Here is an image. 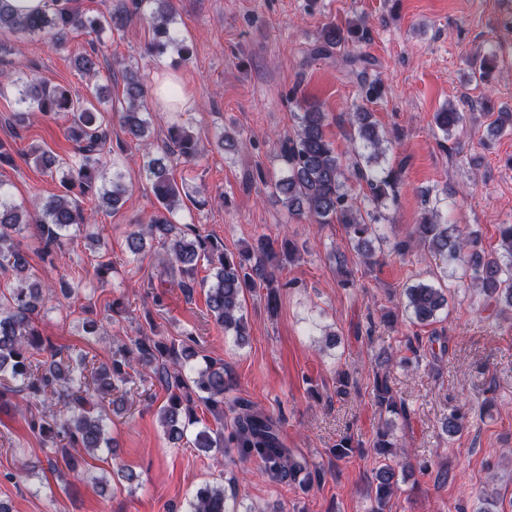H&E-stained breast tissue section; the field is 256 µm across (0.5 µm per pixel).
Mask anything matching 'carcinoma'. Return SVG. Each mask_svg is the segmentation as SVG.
I'll return each instance as SVG.
<instances>
[{"instance_id": "carcinoma-1", "label": "carcinoma", "mask_w": 512, "mask_h": 512, "mask_svg": "<svg viewBox=\"0 0 512 512\" xmlns=\"http://www.w3.org/2000/svg\"><path fill=\"white\" fill-rule=\"evenodd\" d=\"M122 7L108 15L90 16L74 5V0H49L43 11L18 15L0 9V30L17 35L13 43L0 41V62L21 49L23 40L40 37L52 46L64 44L68 33L91 30L96 35L119 31L138 20L153 31L152 52L162 57L173 52L183 59L192 54L187 41L174 29L172 0H120ZM364 29L353 24L345 28L326 24L321 29L320 49H345L364 39ZM77 69L85 75L99 76V55L96 48L78 52ZM497 67L496 55L488 54L472 70L471 77L482 81ZM123 106L119 112L121 126L131 140H145L149 135L146 119L150 100L148 88L131 68H123ZM17 88L18 102L25 109H35L44 117L66 124L73 151L70 157L59 159L40 147L29 151L35 166L59 177L61 191L34 198L30 206L16 203L10 192L0 184V271L14 276L7 292L0 295V380L4 390L21 396L24 407L30 409L49 398H56L65 408L63 414L43 413L29 421L30 429L42 441L60 449L69 469L77 473L85 456H93L101 448L109 447L105 421L94 411L97 397L110 392L116 394L112 404H125L123 386L129 383V370L139 369L146 378H155L167 392L166 402L159 408V420L168 438L181 441L189 426L198 423L196 409L184 404L188 391L198 392V401L221 422L224 419V393L232 379L224 363L213 360L205 367L185 374L188 366L186 347L174 342L166 344L144 333L122 343L112 351L107 362L96 364L82 358L78 363L61 353L51 354V361L43 364L35 355L47 350V344L35 324L33 315L38 306L52 298L67 299L74 291L70 282L62 279L59 287L45 285L28 273V262L14 242V235L29 232L49 256L72 229L87 225L81 197L92 195L102 205L117 210L128 187L120 172L107 176L108 165L116 155L124 153V144L112 145V115L98 109L94 100L102 98L104 87L96 85L90 97L71 93L64 86L51 84L35 76L12 80ZM490 135L512 131V112H485ZM297 129L280 141V153L285 164V175L273 183L288 210L300 216L313 218L319 224L336 222L343 225L346 244L359 256L361 263L372 268L378 263L375 243L380 241L379 228L387 220L383 203L396 198L399 170L383 168L384 146L372 113L359 109L350 113L348 121L359 139L362 150L354 160L343 163L326 135L327 114L312 102L306 101L297 113ZM465 121V113L448 106L434 114V123L443 135L450 138ZM201 137L178 122L167 131V145L163 155L148 152L143 169L151 181L158 203L157 213L150 223L138 226L128 233L127 249L137 256L146 241L156 242L166 252L170 274H179L178 286L191 290L197 286L206 290L207 311L224 331L233 333L240 341L249 336V326L243 315V302L248 291L264 288L273 298L279 287L278 272L292 261L295 248L287 237L271 240L257 237L244 250L231 252L224 243L205 236L196 224H175L170 215L197 200L187 195L184 187L172 177L173 159L192 161L199 154ZM363 181L369 188L374 210L362 214L348 186L350 178ZM495 247H482L476 232L466 234L455 224H442L437 213L430 211L413 234L394 244V251L404 257L423 247L435 255L448 270L462 269L474 287L481 290L486 300L505 308H512V224H500ZM203 265L211 276L200 281L195 273ZM450 290L441 285L417 283L405 289V312L417 325H431L448 308ZM372 394L380 412L406 414V404L397 391L389 370L373 371ZM465 413L452 410L444 418L443 430L450 436L462 431ZM199 451L218 454L224 448H235L244 458H256L274 477L310 487L320 472L310 469L308 463L283 447L276 421L249 405L237 404L233 429L225 436L204 428L191 441ZM385 429L377 431L372 442L376 455L383 459L374 475L375 512H383L398 481L396 466L398 453ZM185 512H237L229 509L224 480L209 482L199 488L189 500Z\"/></svg>"}]
</instances>
